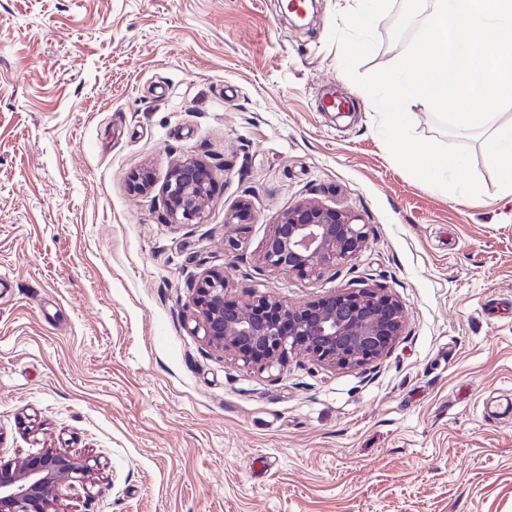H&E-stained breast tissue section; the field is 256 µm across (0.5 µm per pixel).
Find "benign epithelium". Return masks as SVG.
I'll return each instance as SVG.
<instances>
[{"label": "benign epithelium", "instance_id": "obj_1", "mask_svg": "<svg viewBox=\"0 0 512 512\" xmlns=\"http://www.w3.org/2000/svg\"><path fill=\"white\" fill-rule=\"evenodd\" d=\"M213 170L189 157L176 163L163 185L170 223H204V205ZM154 186L152 172L133 175L137 193ZM250 202L240 200L225 216L227 224H251ZM367 225L346 210L317 201L288 208L264 242V267L310 277L341 265L366 245ZM192 332L208 347L245 367L261 371L301 353L329 368L355 369L387 356L404 328L402 303L380 288H344L300 306L269 295L251 302L228 298L222 270H210L192 297ZM98 465L64 448H45L27 458H0V512H50L61 498L64 477L96 485Z\"/></svg>", "mask_w": 512, "mask_h": 512}]
</instances>
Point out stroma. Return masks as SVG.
<instances>
[{
	"label": "stroma",
	"instance_id": "1",
	"mask_svg": "<svg viewBox=\"0 0 512 512\" xmlns=\"http://www.w3.org/2000/svg\"><path fill=\"white\" fill-rule=\"evenodd\" d=\"M359 0H0V456L66 448L100 463L58 512H512V196L481 139L482 194L408 173L329 35ZM403 0L358 71L395 64ZM194 156L215 182L201 224L160 190ZM150 168L156 189L130 191ZM255 220L225 223L240 199ZM314 200L369 226L321 276L273 272L262 246ZM292 306L384 288L406 328L382 360L301 354L264 372L187 328L196 278Z\"/></svg>",
	"mask_w": 512,
	"mask_h": 512
}]
</instances>
